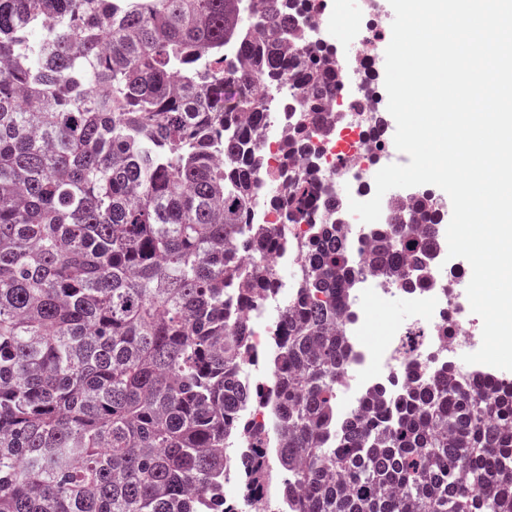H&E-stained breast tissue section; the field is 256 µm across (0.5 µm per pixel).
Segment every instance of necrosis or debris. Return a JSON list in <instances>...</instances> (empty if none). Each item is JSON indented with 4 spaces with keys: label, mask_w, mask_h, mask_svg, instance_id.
<instances>
[{
    "label": "necrosis or debris",
    "mask_w": 512,
    "mask_h": 512,
    "mask_svg": "<svg viewBox=\"0 0 512 512\" xmlns=\"http://www.w3.org/2000/svg\"><path fill=\"white\" fill-rule=\"evenodd\" d=\"M372 57L369 45L360 44L355 51V66L337 70L339 92L329 102L335 132L323 142L318 154V192L336 197V222L357 250L369 241L375 227L358 223L348 208V193L362 191L370 166L381 168L405 160L393 141L383 140L378 148L372 144L374 134L369 127L366 93L375 79ZM260 98L273 119L261 131L257 144L265 149L267 171L276 173L282 166L280 146L288 137L293 115L286 92L267 87L261 90ZM443 261L439 254L432 258L430 271L436 286L421 292L417 312L407 321L389 323L374 342L367 338L374 308L392 303L402 290L396 282L377 273L366 272L357 277L347 301L352 317L346 322V336L352 356L336 384L342 399L336 408L337 417L353 413L372 389L408 373L411 365L433 372L480 348L482 338L465 318L469 304L465 290L449 291L441 286L448 275L469 281L472 271L466 266L444 267ZM297 288L294 279L280 283L275 294L264 296L260 304L247 308L250 353L241 365L242 380H269L266 358L276 337V315L284 304L294 302Z\"/></svg>",
    "instance_id": "necrosis-or-debris-1"
}]
</instances>
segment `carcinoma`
<instances>
[{
	"label": "carcinoma",
	"mask_w": 512,
	"mask_h": 512,
	"mask_svg": "<svg viewBox=\"0 0 512 512\" xmlns=\"http://www.w3.org/2000/svg\"><path fill=\"white\" fill-rule=\"evenodd\" d=\"M303 2L0 0V512H209L270 477L224 457L269 445L243 405L278 419L288 512H512V383L446 363L336 420L359 273L336 199L313 223L316 169L245 151L259 86L296 98L285 150L332 135L336 52L302 40ZM279 178L277 223L313 236L250 386L240 311L276 281L238 254L288 245L246 222ZM394 217L363 267L432 287L443 213L422 192Z\"/></svg>",
	"instance_id": "carcinoma-1"
}]
</instances>
